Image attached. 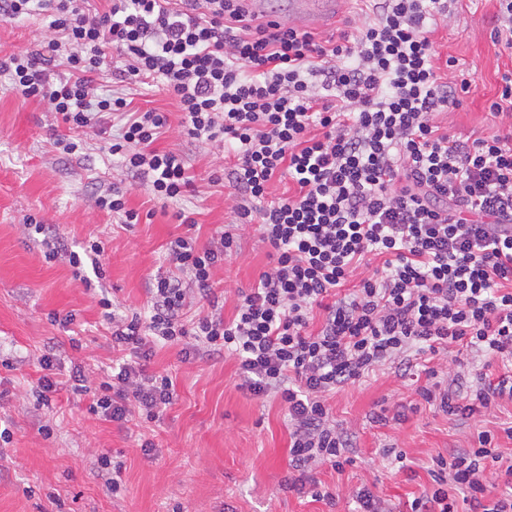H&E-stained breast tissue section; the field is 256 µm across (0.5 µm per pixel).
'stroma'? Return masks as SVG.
Listing matches in <instances>:
<instances>
[{
  "mask_svg": "<svg viewBox=\"0 0 512 512\" xmlns=\"http://www.w3.org/2000/svg\"><path fill=\"white\" fill-rule=\"evenodd\" d=\"M495 0H460L455 14L433 35L442 57L457 59L473 83L461 105L439 115V125L462 140L484 138L512 127L495 117V99L504 72L512 71V49L494 44L491 32ZM47 23L34 15L0 20V57L32 49L48 37ZM106 93L132 98L133 108L169 115V130L157 149L183 154L195 177L194 189L179 203L162 204L133 180L127 206L140 215L125 226L120 216L93 207L91 196L120 181L122 172L108 161L104 140L88 136L85 156L60 153L53 145L67 135L47 105L24 99L0 81V426L12 440L0 449V512H352L351 490L367 487L404 512L431 478L432 457L464 448L473 434L498 435L503 457L512 458V440L500 435L512 421V403L462 422L429 407L413 381L393 368L375 371L364 381L332 394L328 403L337 426L351 429L354 465L337 471L323 467L316 477L336 489V507L288 490V420L284 406L263 401L238 386L237 362L216 356L183 360L180 345L156 348L147 363L151 372L172 374L178 397L160 421H131L128 427L102 421L90 413L88 400L68 390L53 395L50 406L37 407L30 392L41 374L38 359L48 341L57 343L60 380L74 364L89 375L112 363L106 346L107 322L98 301L107 295L127 309L143 310L149 278L168 272L166 246L188 232L175 211L192 212L199 245L219 237L233 223V190L213 183L212 172L232 163L219 146L190 144L178 127L174 100L161 84L104 83ZM50 224L69 249L82 251L92 242L105 248L104 272L84 284L67 259H46L42 237L28 228L27 217ZM241 253L213 274L216 291L247 288L268 262L269 248L254 229L242 230ZM73 316L64 326L60 317ZM402 412L399 423L372 422L381 408ZM55 425L51 438L39 428ZM156 449L144 455L140 434ZM406 455L405 463L387 456L388 448ZM122 455L125 463L120 496L108 493L94 474L99 454Z\"/></svg>",
  "mask_w": 512,
  "mask_h": 512,
  "instance_id": "1",
  "label": "stroma"
}]
</instances>
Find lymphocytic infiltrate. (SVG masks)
I'll list each match as a JSON object with an SVG mask.
<instances>
[{"label": "lymphocytic infiltrate", "mask_w": 512, "mask_h": 512, "mask_svg": "<svg viewBox=\"0 0 512 512\" xmlns=\"http://www.w3.org/2000/svg\"><path fill=\"white\" fill-rule=\"evenodd\" d=\"M0 0V16L44 12L54 36L39 49L0 58L24 99L47 104L69 129L109 134L121 168L154 199L176 202L193 180L182 154L155 143L166 113L132 109L102 94L106 79L161 82L175 99L181 133L219 144L238 226L276 251L225 318L214 268L240 252L239 237L168 244L174 273L151 278L144 311L112 302V370L92 379L82 365L73 394L108 422L159 418L177 398L165 374L148 373L154 347L180 341L184 357L233 356L242 385L287 410L290 490L335 503L313 473L349 463L346 431L328 398L384 366L417 381L418 394L458 419L512 402V133L471 142L443 131L472 80L449 82L432 36L450 0H361L355 33L317 40L265 18L245 0ZM66 77L53 78L57 65ZM288 181L278 198L272 183ZM209 312L188 316L191 300ZM500 360L498 380H471L438 366L448 352ZM432 483L408 512H512V461L493 434L436 455Z\"/></svg>", "instance_id": "obj_1"}]
</instances>
